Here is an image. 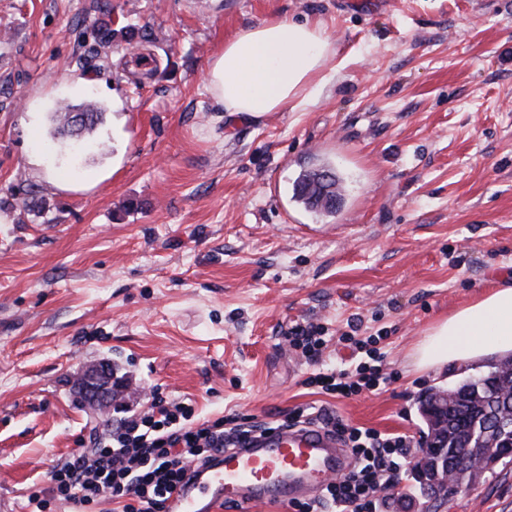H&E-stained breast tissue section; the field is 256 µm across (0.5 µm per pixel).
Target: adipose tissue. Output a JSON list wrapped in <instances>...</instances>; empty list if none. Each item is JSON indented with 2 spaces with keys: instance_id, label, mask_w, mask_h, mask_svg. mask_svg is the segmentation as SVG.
<instances>
[{
  "instance_id": "obj_1",
  "label": "adipose tissue",
  "mask_w": 512,
  "mask_h": 512,
  "mask_svg": "<svg viewBox=\"0 0 512 512\" xmlns=\"http://www.w3.org/2000/svg\"><path fill=\"white\" fill-rule=\"evenodd\" d=\"M319 22L273 17L238 29L212 59L205 78L225 111L258 118L270 112L307 109L336 76ZM512 352V283L482 297L431 327L413 353L421 371L470 366Z\"/></svg>"
}]
</instances>
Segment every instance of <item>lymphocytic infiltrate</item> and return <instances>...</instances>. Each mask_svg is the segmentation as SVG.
Instances as JSON below:
<instances>
[{"instance_id": "1", "label": "lymphocytic infiltrate", "mask_w": 512, "mask_h": 512, "mask_svg": "<svg viewBox=\"0 0 512 512\" xmlns=\"http://www.w3.org/2000/svg\"><path fill=\"white\" fill-rule=\"evenodd\" d=\"M362 359L352 369L317 373L307 378L322 393L347 397L364 390H381L394 380L384 372L377 337H347ZM355 457V466L329 481L317 497L296 501L292 512H381V491L396 489L410 454L405 436L355 427L334 415L322 418ZM263 426L229 416L201 423L192 419L185 402L154 397L151 410L124 421L107 445L76 451L49 472V493L89 506L102 499L119 504L121 512H163L167 496L190 465L204 462L263 433Z\"/></svg>"}]
</instances>
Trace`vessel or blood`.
I'll use <instances>...</instances> for the list:
<instances>
[{"mask_svg":"<svg viewBox=\"0 0 512 512\" xmlns=\"http://www.w3.org/2000/svg\"><path fill=\"white\" fill-rule=\"evenodd\" d=\"M348 468L342 441L318 425L275 429L191 466L165 512H216L225 502L289 504Z\"/></svg>","mask_w":512,"mask_h":512,"instance_id":"b4317fda","label":"vessel or blood"}]
</instances>
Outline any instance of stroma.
Instances as JSON below:
<instances>
[{
	"instance_id": "obj_1",
	"label": "stroma",
	"mask_w": 512,
	"mask_h": 512,
	"mask_svg": "<svg viewBox=\"0 0 512 512\" xmlns=\"http://www.w3.org/2000/svg\"><path fill=\"white\" fill-rule=\"evenodd\" d=\"M273 16L320 21L336 77L302 112H225L210 59ZM60 99L103 109L76 159L51 137ZM321 163L331 216L295 199ZM504 278L512 0H0V512H32L53 465L155 390L201 420L307 405L419 447V396L462 375L415 371L413 348ZM306 322L330 339L316 366L284 342ZM344 335L380 337L396 381L306 387L346 367ZM100 363L131 386L104 416L74 388ZM441 512H512V464Z\"/></svg>"
}]
</instances>
